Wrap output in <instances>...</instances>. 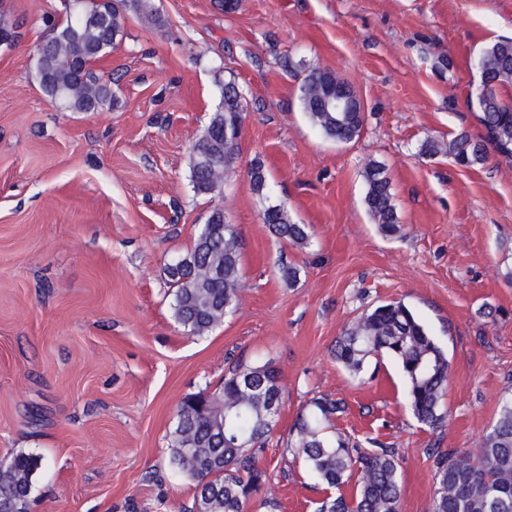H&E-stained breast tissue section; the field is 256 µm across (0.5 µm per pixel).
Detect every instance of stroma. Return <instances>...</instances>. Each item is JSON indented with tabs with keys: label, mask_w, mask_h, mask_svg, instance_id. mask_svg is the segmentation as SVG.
<instances>
[{
	"label": "stroma",
	"mask_w": 512,
	"mask_h": 512,
	"mask_svg": "<svg viewBox=\"0 0 512 512\" xmlns=\"http://www.w3.org/2000/svg\"><path fill=\"white\" fill-rule=\"evenodd\" d=\"M59 0H0L21 38L0 48V463L39 458L27 512H193L196 483L170 462L177 410L219 388L238 362H271L284 402L247 512H315L322 485L291 451L311 398L344 399L334 426L361 447L394 448L400 512H430L435 449L477 450L512 395V161L462 168L420 155L484 130L468 106L479 49L512 37V0H154L110 57L119 103L67 112L35 70ZM292 67H285V60ZM357 91L360 137L325 139L298 98L295 63ZM235 80L245 112L219 192L199 196L189 153ZM260 158L267 195L250 188ZM386 165L401 235L380 234L362 177ZM284 206L311 230L297 247L262 221ZM239 236V305L201 336L173 315L166 267L211 210ZM296 266L287 284L281 265ZM404 302L447 352L444 422L413 416L397 365L366 382L331 354L362 312Z\"/></svg>",
	"instance_id": "1"
}]
</instances>
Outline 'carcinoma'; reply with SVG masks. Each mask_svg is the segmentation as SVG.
<instances>
[{"label":"carcinoma","mask_w":512,"mask_h":512,"mask_svg":"<svg viewBox=\"0 0 512 512\" xmlns=\"http://www.w3.org/2000/svg\"><path fill=\"white\" fill-rule=\"evenodd\" d=\"M144 14L160 23L148 0H84L52 23V36L36 57L39 86L49 102L69 112H98L115 102L112 81L94 63L112 54L123 35L125 14ZM16 26L0 12V46L17 41ZM306 75L299 85L303 112L326 138L348 143L359 137L364 113L354 89L348 112L325 109L324 97L336 91V73L300 64ZM479 91L475 106L485 135L476 140L462 132L448 145L428 140L420 153L450 155L463 167L482 165L489 151L512 159V108L502 91L512 87V38L495 39L481 47L477 61ZM241 98L229 80L220 87V101L203 134L191 147L190 177L194 192L211 195L221 186L216 170H229L238 152ZM252 191L265 195L262 163L247 170ZM363 177L364 203L385 235L401 231L384 164L370 161ZM268 228L295 246L309 244L306 225L294 223L280 206L264 210ZM238 233L224 222L220 209L210 212L204 227L185 255L167 267L174 292V317L188 332L202 335L235 310L238 304ZM334 357L350 376H360L372 359L388 357L399 365L407 396L417 420L430 428L444 421L443 398L448 385V358L425 326L401 301L364 312L336 337ZM282 401L278 374L271 363L236 365L224 375L218 393H200L183 400L173 431L171 464L197 480L195 512H243L246 502L265 483L258 465L274 421L266 417L268 403ZM345 412L340 399L321 396L297 416L293 449L308 469L329 488L357 478L350 496H328L318 512H399L402 485L399 463L391 448L363 451L332 421ZM478 452L484 465H464L465 455L454 449L436 452V489L432 512H512V397L500 403L495 422L482 437ZM38 461L15 456L0 472V512H25Z\"/></svg>","instance_id":"cac0c4a2"}]
</instances>
